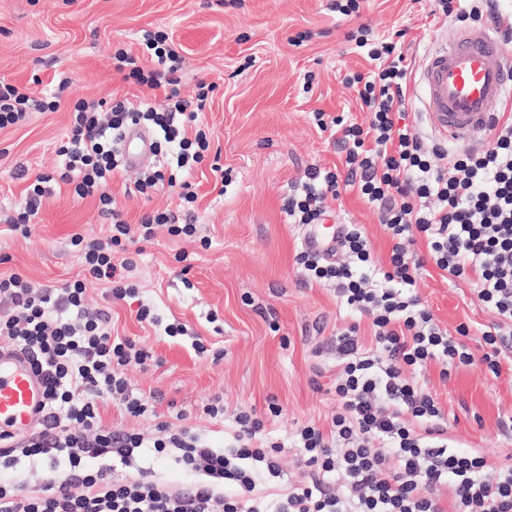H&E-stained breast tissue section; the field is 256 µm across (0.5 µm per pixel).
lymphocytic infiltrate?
Masks as SVG:
<instances>
[{"label": "lymphocytic infiltrate", "mask_w": 512, "mask_h": 512, "mask_svg": "<svg viewBox=\"0 0 512 512\" xmlns=\"http://www.w3.org/2000/svg\"><path fill=\"white\" fill-rule=\"evenodd\" d=\"M404 31L376 34L359 25L355 49L370 65L367 73L347 76L369 114L367 125L343 116L315 113L321 131L347 148L346 177L317 168L307 170L285 211L294 223L319 224L327 217L328 198L351 188L379 210V220L394 245L373 287L359 268H372L368 242L358 225L348 224L337 245L346 255L335 261L304 250L296 263L308 280L336 283L345 305L369 320L371 347L359 340V324L336 335L338 407L328 428L310 424L296 429L293 448L304 462L299 482L275 489V512H512V468H501L479 449L462 452L448 444L441 406L413 378L415 370L440 365L441 378L451 369L481 362L499 375L500 344L512 328V102L496 112L494 137L483 149L457 151L442 143L425 146L413 126L404 124L413 68L401 44ZM144 45L154 59L143 70L127 51L112 55L117 71L129 72L146 85L150 96L129 100H77L67 140L58 149L62 165L55 176L38 175L22 211L11 217L13 229L29 233L51 180L73 187L83 199L97 196L101 211L112 218V233L103 240L74 235L84 266L83 278L59 288L36 286L22 275H0V297L10 302L0 313V344L23 351L44 384L38 432L20 439L0 433V463L12 466L18 456H47L50 465L33 487L0 483V512H263L266 491L258 474L280 477V442L268 441L262 419L251 413L236 417L233 441L212 448L190 428L161 423L157 452L173 457L194 474L188 486L174 489L146 475L115 476L110 463L130 468L143 444L137 433L107 429L99 400L114 397L121 411L144 415L148 405L130 395L123 371L146 365L152 355L128 337L113 334L107 314L71 323L62 309L81 310L86 284L111 283L113 299L134 297L125 282L129 261H115L117 251L150 241L154 229L193 240L196 227L177 223L172 212L144 214L128 223L109 186L125 168L123 135L134 125L152 126L160 135L153 152L175 145L173 170L149 169L136 181L143 196L162 185L179 187L183 204L197 195L178 174L209 163L222 185L232 177L219 162L209 161L211 147L199 117L210 105L215 84L197 81L190 95L180 91L184 59L162 31L148 32ZM163 98H156V91ZM56 101L35 100L23 88L0 81V130L23 122L28 114L55 109ZM420 234L436 266L475 286L477 296L499 317L481 334V356L465 339L467 324L455 331L440 327L412 289L423 266L407 252L402 238ZM102 460L90 470L86 459ZM345 479L340 489L326 485L329 476Z\"/></svg>", "instance_id": "f902f5d3"}]
</instances>
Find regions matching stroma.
<instances>
[{
    "mask_svg": "<svg viewBox=\"0 0 512 512\" xmlns=\"http://www.w3.org/2000/svg\"><path fill=\"white\" fill-rule=\"evenodd\" d=\"M331 0H0V78L27 87L43 98L54 91L55 74L66 73L71 89L55 110L31 114L24 125L0 130V274L18 273L45 287L58 288L82 278L74 234L103 239L110 223L94 197L75 198L66 183L53 185L29 236L9 231L4 216L26 203L37 174L56 170L57 150L66 140L77 99L146 96L147 87L124 80L110 55L122 48L142 53V31H164L185 59L182 92L198 79L217 89L203 120L212 132L221 162L232 172L227 190L214 184L208 166L188 179L198 199L181 208L177 189L164 187L151 198L133 193L139 168L115 178L110 192L129 222L154 208L176 213L195 225L208 248L158 230L153 241L131 253L129 281L137 298L113 302L105 284L86 285L91 311L112 315V331L152 348L147 368L125 372L133 395L150 399L153 411L141 417L122 413L115 402L101 403L103 419L118 432L145 438L176 413L213 448L232 441L237 413L256 414L268 437L287 440L297 427H328L336 412V334L359 314L345 307L335 285L309 282L295 262L303 226L290 223L284 203L311 167L344 169L345 154L315 125L318 112L346 113L363 125L367 112L344 81L366 70L350 49L347 35L359 22L376 32L405 30L404 52L421 70L446 25L427 17L410 0H371L360 18L341 20ZM312 90H304L305 81ZM338 223L360 225L377 264H384L392 242L377 209L356 191L330 201ZM191 254L182 272L175 254ZM416 293L441 328L469 323L467 344L480 353L481 331L497 321L472 286L426 264ZM147 306L157 324L139 322ZM179 323L184 334L170 337L164 327ZM202 339L207 354L193 343ZM500 376L481 364L452 370L441 379L438 367L416 372L418 382L440 403L455 449H481L503 466H512V335ZM224 352L214 360L212 350ZM221 402L212 417L203 408ZM279 414H271L270 405ZM137 464L155 480L188 486L193 476L154 449L136 451Z\"/></svg>",
    "mask_w": 512,
    "mask_h": 512,
    "instance_id": "35a3bbf8",
    "label": "stroma"
}]
</instances>
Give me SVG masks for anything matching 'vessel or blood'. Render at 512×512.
Listing matches in <instances>:
<instances>
[{"mask_svg":"<svg viewBox=\"0 0 512 512\" xmlns=\"http://www.w3.org/2000/svg\"><path fill=\"white\" fill-rule=\"evenodd\" d=\"M510 80L512 50L493 32L483 26L454 29L423 65L422 102L429 124L455 142L484 136ZM125 145L128 165L147 161L148 138L142 130L131 128ZM42 397V383L25 355L0 348V432H29L41 415Z\"/></svg>","mask_w":512,"mask_h":512,"instance_id":"obj_1","label":"vessel or blood"}]
</instances>
